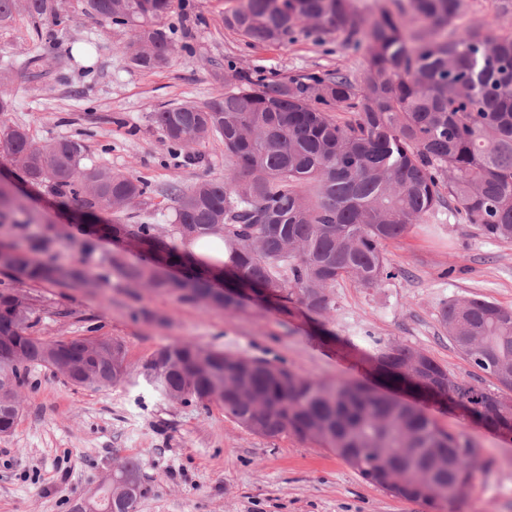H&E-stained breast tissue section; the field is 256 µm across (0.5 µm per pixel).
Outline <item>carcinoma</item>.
<instances>
[{
    "label": "carcinoma",
    "instance_id": "obj_1",
    "mask_svg": "<svg viewBox=\"0 0 512 512\" xmlns=\"http://www.w3.org/2000/svg\"><path fill=\"white\" fill-rule=\"evenodd\" d=\"M93 19L128 26L131 62L152 69L172 43L160 20L173 0H85ZM463 0H390L369 15L355 0H243L226 28L254 45L285 44L310 26L336 32L365 67L353 79L338 69L288 79L230 68L224 95L150 114L175 150L211 138L224 143L231 169L199 180L177 196L173 223L90 224L84 246L122 234L149 256L140 264L108 260L127 281L183 301L235 310L244 291L298 304L320 319L336 309L334 288L350 279L379 288L398 276L385 246L443 202V191L481 234L512 241V32L478 21L459 29ZM23 12L35 23L59 16L56 0H0V24ZM346 112L345 121L333 113ZM0 148L25 176L83 218L146 197L132 172L86 168L82 145L69 138L36 141L29 129L0 122ZM224 241V263L201 268L181 246L202 236ZM46 241L15 244L6 270L19 282L93 283L90 275L31 255ZM179 267L161 278L158 267ZM229 279L212 288L215 272ZM29 299L0 292V435L21 411L19 389L35 367L65 366L74 385L104 390L128 376L119 341L94 337L48 340L32 333ZM457 351L496 383V390L450 373L427 351L363 336L369 358L394 388L449 400L467 414L512 433V308L484 298L451 299L439 311ZM139 376L166 400L208 408L221 392L224 415L245 430L291 434L330 449L366 482L413 501L430 484L451 492L470 485L479 450L440 429L413 405L350 381L328 382L266 359L175 343L151 354ZM124 484L98 486L96 512H134L141 465L127 461Z\"/></svg>",
    "mask_w": 512,
    "mask_h": 512
}]
</instances>
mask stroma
Masks as SVG:
<instances>
[{
    "mask_svg": "<svg viewBox=\"0 0 512 512\" xmlns=\"http://www.w3.org/2000/svg\"><path fill=\"white\" fill-rule=\"evenodd\" d=\"M240 2L175 0L161 21L175 50L154 69L132 65L124 52L132 30L91 19L84 0H60L54 21L34 24L17 14L0 25V64L10 66L5 87L14 100L6 121L27 126L39 141L77 140L85 147L84 166L130 171L145 181V200L129 205L122 223H171V185L223 177L228 162L223 143L212 139L195 148L201 162L187 163L150 126L151 112L223 96L233 67L283 77L339 68L357 77L364 67L363 56L339 33L309 28L284 45H248L224 25L225 13ZM39 50L46 60L31 66ZM0 170L15 182L18 199L15 210L0 214V244L42 237L45 258L108 278L105 287L83 288L20 283L0 271V289L31 299L34 335L123 342L130 373L109 389L94 390L49 368L29 372L16 428L0 437V512H69L130 459L141 465L144 488L135 512H432L367 483L318 444L289 434H252L219 406L167 401L132 376L160 347L191 342L279 361L325 381L381 389L384 379L365 345L351 342L372 334L423 349L451 374L492 387V379L449 342L438 314L445 301L473 296L512 307V242L480 234L450 201L387 244L397 278L379 288L340 281L329 319L252 295L241 309L224 310L128 283L109 270L107 259L120 253L139 263L141 253L109 237L85 254V232L71 209L29 183L2 150ZM397 395L441 429L468 437L480 452L473 484L442 512H512V437L415 392Z\"/></svg>",
    "mask_w": 512,
    "mask_h": 512,
    "instance_id": "1",
    "label": "stroma"
}]
</instances>
